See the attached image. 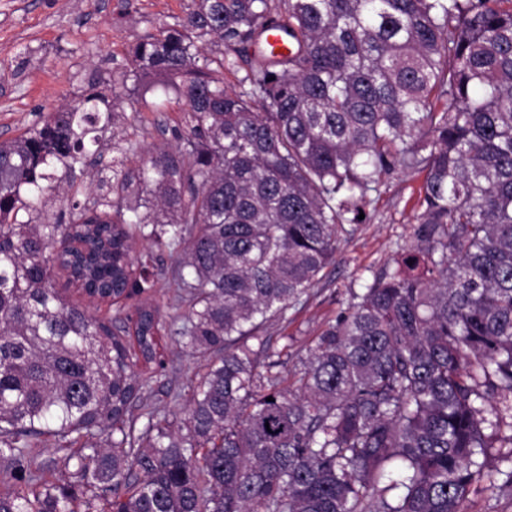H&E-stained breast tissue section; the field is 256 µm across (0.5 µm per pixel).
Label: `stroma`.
Here are the masks:
<instances>
[{
  "instance_id": "35a3bbf8",
  "label": "stroma",
  "mask_w": 512,
  "mask_h": 512,
  "mask_svg": "<svg viewBox=\"0 0 512 512\" xmlns=\"http://www.w3.org/2000/svg\"><path fill=\"white\" fill-rule=\"evenodd\" d=\"M188 0H0V141L24 135L61 108L76 105L89 91L111 95L112 81L129 64L128 51L153 24L173 22ZM136 91H124L125 121L104 131L102 156L90 176L111 166L113 137L140 141L146 148L172 143L170 128L179 116L141 109ZM421 173L395 172L384 177L379 196L367 206L366 220L343 237L336 262L313 288L307 303L274 323L275 348H287L288 365L307 357L324 322L344 311L352 292L371 282L373 273L393 267L398 246L416 242L420 226L413 207ZM290 342H283V335ZM166 369L153 373L157 405L179 414L186 407L196 375L205 361L164 347Z\"/></svg>"
}]
</instances>
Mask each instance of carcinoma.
<instances>
[{"instance_id":"cac0c4a2","label":"carcinoma","mask_w":512,"mask_h":512,"mask_svg":"<svg viewBox=\"0 0 512 512\" xmlns=\"http://www.w3.org/2000/svg\"><path fill=\"white\" fill-rule=\"evenodd\" d=\"M128 56L122 85L174 90V145L113 142L50 214L119 95L0 142V512H79L67 473L84 512H465L496 446L512 488V0H189ZM396 171L424 173L417 242L280 371L268 327ZM57 245L112 317L55 288ZM161 277L171 313H124ZM164 337L208 360L178 422L137 373Z\"/></svg>"}]
</instances>
